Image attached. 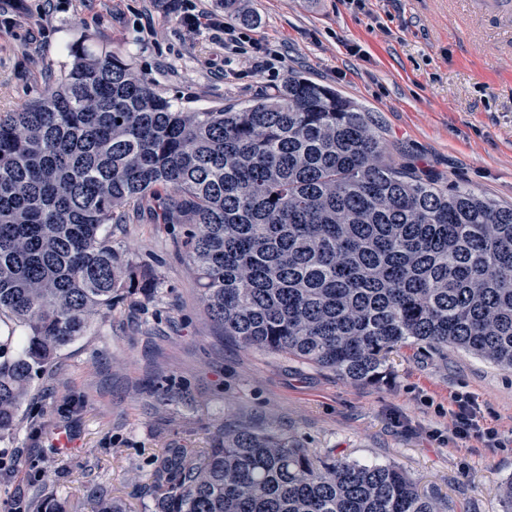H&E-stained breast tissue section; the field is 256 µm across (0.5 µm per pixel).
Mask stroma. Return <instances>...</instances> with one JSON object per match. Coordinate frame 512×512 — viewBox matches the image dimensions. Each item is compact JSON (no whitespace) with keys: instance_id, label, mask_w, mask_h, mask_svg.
I'll return each mask as SVG.
<instances>
[{"instance_id":"1","label":"stroma","mask_w":512,"mask_h":512,"mask_svg":"<svg viewBox=\"0 0 512 512\" xmlns=\"http://www.w3.org/2000/svg\"><path fill=\"white\" fill-rule=\"evenodd\" d=\"M248 35L276 56L255 69L224 52V34L188 31L171 0H0V112L39 97L87 35L132 63L175 107L237 106L289 74L336 88L368 113L386 152L442 184L512 204V17L469 0H243ZM163 224H121L112 246L154 264L159 286L98 319L38 375L0 439V504L53 494L64 512H93L99 486L141 512L166 449L204 448L227 429L294 434L312 454L397 464L442 512H502L512 479V370L454 348L407 342L386 378L359 385L221 335L193 269ZM174 400H156V387ZM474 398L499 448L448 441L454 395Z\"/></svg>"}]
</instances>
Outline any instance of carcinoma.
<instances>
[{"label":"carcinoma","mask_w":512,"mask_h":512,"mask_svg":"<svg viewBox=\"0 0 512 512\" xmlns=\"http://www.w3.org/2000/svg\"><path fill=\"white\" fill-rule=\"evenodd\" d=\"M84 43L37 100L0 113V437L62 349L158 287L109 233L146 203L181 226L205 313L246 347L362 385L410 340L512 370V205L390 159L362 107L302 76L184 111ZM156 476L147 512H441L399 467L316 457L276 428L169 448ZM25 508L62 512L46 494Z\"/></svg>","instance_id":"1"}]
</instances>
